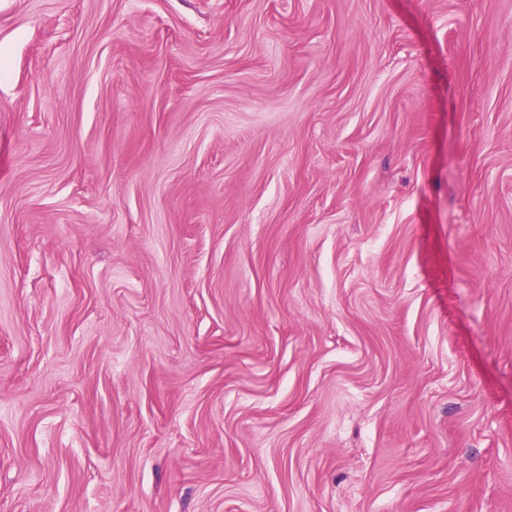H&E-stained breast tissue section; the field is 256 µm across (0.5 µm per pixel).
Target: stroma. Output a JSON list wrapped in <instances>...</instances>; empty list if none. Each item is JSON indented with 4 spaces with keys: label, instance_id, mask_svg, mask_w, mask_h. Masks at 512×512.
Returning <instances> with one entry per match:
<instances>
[{
    "label": "stroma",
    "instance_id": "obj_1",
    "mask_svg": "<svg viewBox=\"0 0 512 512\" xmlns=\"http://www.w3.org/2000/svg\"><path fill=\"white\" fill-rule=\"evenodd\" d=\"M0 512H512V0H0Z\"/></svg>",
    "mask_w": 512,
    "mask_h": 512
}]
</instances>
